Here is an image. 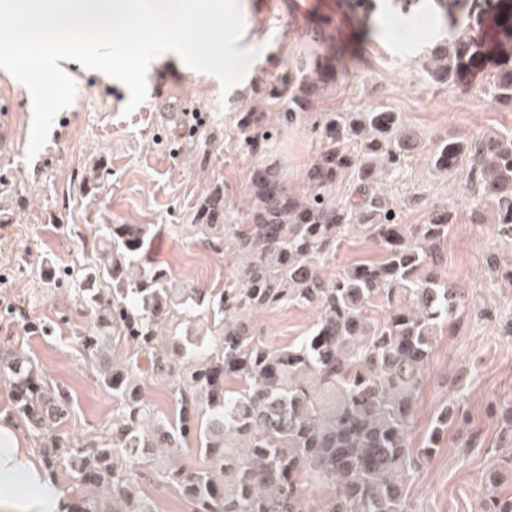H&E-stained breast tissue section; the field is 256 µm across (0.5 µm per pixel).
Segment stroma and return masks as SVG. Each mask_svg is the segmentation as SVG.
<instances>
[{"label": "stroma", "mask_w": 512, "mask_h": 512, "mask_svg": "<svg viewBox=\"0 0 512 512\" xmlns=\"http://www.w3.org/2000/svg\"><path fill=\"white\" fill-rule=\"evenodd\" d=\"M470 2L476 58L463 64L449 87L429 84L414 60L436 31L408 22L414 11L409 2L392 11L391 36L371 41L350 0H239L244 31L237 46L259 52L245 79L226 92L216 76L170 56L152 65L148 96L129 114L121 82L61 61L76 82V97L32 158L31 94L0 70V349L25 351L45 377L70 388L72 414L58 430L64 441L105 437L113 402L68 330L52 336L25 330V318L74 313L70 294L40 283L42 261L63 266L89 257V246L70 233L71 225L147 224L143 266L166 267L177 284L190 288H223L224 255L176 227L189 223L201 196L217 183L229 207H245L257 158L243 145L240 119L256 105L258 85L311 53L307 33L320 26L352 63L325 104L351 112L387 107L417 135L420 148L385 184V194L406 224L426 223L434 205L447 207L452 220L442 273L467 289L460 319L435 338L412 448H420L442 409L452 417L438 448L407 485L406 512H487L490 500L512 501V430L501 419L502 408L512 404V282L486 263L493 253L512 265V244L490 225L473 223L463 177L431 174L429 164L437 138L512 129V111L493 108L485 93L488 76L512 66V49L485 20L512 0ZM173 104L201 112L196 134L179 138ZM314 119L308 112L289 124L281 113L263 115L265 125L278 129L272 152L296 194L304 192L306 171L320 149L310 132ZM100 162L106 166L101 184L86 193L83 178ZM313 320L311 311L295 307L260 317L276 344L301 335ZM140 492L153 512H189L180 490L155 472H147Z\"/></svg>", "instance_id": "stroma-1"}]
</instances>
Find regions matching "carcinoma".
Returning <instances> with one entry per match:
<instances>
[{
  "label": "carcinoma",
  "instance_id": "carcinoma-1",
  "mask_svg": "<svg viewBox=\"0 0 512 512\" xmlns=\"http://www.w3.org/2000/svg\"><path fill=\"white\" fill-rule=\"evenodd\" d=\"M355 6L375 17L370 36L386 32L389 5ZM469 0H425L416 17L442 27L420 55L427 81L454 84L469 38ZM324 47L268 83L263 111L290 122L317 113L311 132L320 151L306 172V191H288L271 152V135L252 109L242 118L244 146L260 157L249 173L251 201L226 207L212 186L176 230L227 251L231 281L222 291L178 286L165 267L144 269L139 253L148 224H97L93 262L59 271L45 260L39 277L78 300L74 340L112 394V433L67 445L57 428L69 419L71 396L51 384L20 350L0 353V381L10 386L13 417L36 442L49 475L67 465L100 492L73 500L70 512H151L138 484L157 457L163 481L179 488L190 512H307L301 483L331 490L326 512H404L414 457L410 429L437 333L451 324L464 289L442 276L450 214L434 209L426 224H404L381 184L419 142L397 113L320 109L324 91L347 61L328 36ZM489 101L512 110V69L487 81ZM432 172L462 175L484 223L512 240V130L450 136L431 151ZM350 180L338 200L336 184ZM373 241L377 260L331 274L330 261L353 234ZM297 306L314 312L308 331L276 345L258 316ZM126 348L116 359V345ZM165 381L173 415L145 398L146 378ZM448 426L435 418L430 452ZM194 444L204 466L179 464Z\"/></svg>",
  "mask_w": 512,
  "mask_h": 512
}]
</instances>
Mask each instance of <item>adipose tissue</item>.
I'll return each mask as SVG.
<instances>
[{
    "instance_id": "adipose-tissue-1",
    "label": "adipose tissue",
    "mask_w": 512,
    "mask_h": 512,
    "mask_svg": "<svg viewBox=\"0 0 512 512\" xmlns=\"http://www.w3.org/2000/svg\"><path fill=\"white\" fill-rule=\"evenodd\" d=\"M0 512H68L64 495L28 450L19 428L0 420Z\"/></svg>"
}]
</instances>
